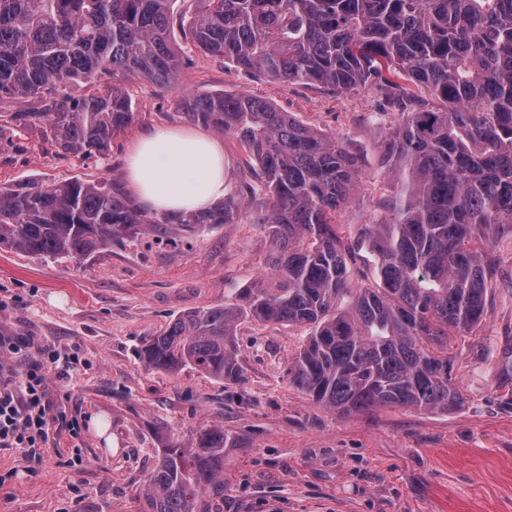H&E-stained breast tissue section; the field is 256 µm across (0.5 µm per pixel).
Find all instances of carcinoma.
I'll list each match as a JSON object with an SVG mask.
<instances>
[{
	"instance_id": "cac0c4a2",
	"label": "carcinoma",
	"mask_w": 512,
	"mask_h": 512,
	"mask_svg": "<svg viewBox=\"0 0 512 512\" xmlns=\"http://www.w3.org/2000/svg\"><path fill=\"white\" fill-rule=\"evenodd\" d=\"M177 0H0V131L39 127L57 153L104 160L135 117L133 77L169 88L181 66L169 31ZM185 40L269 81L356 92L369 81L400 122L387 159L401 179L390 216L346 239L336 224L357 158L248 93L184 99L185 117L247 147L273 240L269 274L238 302L194 309L138 350L144 365L191 366L237 382L239 318L310 326L290 382L327 409L446 411L449 333L490 304L487 251L512 233V0H196ZM428 92L425 100L419 92ZM27 108L10 109L14 101ZM229 196L198 214L153 216L114 182L25 179L0 186V247L53 260L91 257L117 239L169 238L227 224ZM374 284L358 286L362 251ZM512 390V346L495 356ZM187 454L159 450L142 512H224V429Z\"/></svg>"
}]
</instances>
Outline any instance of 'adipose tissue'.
Instances as JSON below:
<instances>
[{
    "label": "adipose tissue",
    "instance_id": "adipose-tissue-1",
    "mask_svg": "<svg viewBox=\"0 0 512 512\" xmlns=\"http://www.w3.org/2000/svg\"><path fill=\"white\" fill-rule=\"evenodd\" d=\"M125 176L130 192L153 212L202 211L226 191L224 147L197 129L159 127L128 147Z\"/></svg>",
    "mask_w": 512,
    "mask_h": 512
}]
</instances>
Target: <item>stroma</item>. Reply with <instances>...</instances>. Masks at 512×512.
<instances>
[{"mask_svg": "<svg viewBox=\"0 0 512 512\" xmlns=\"http://www.w3.org/2000/svg\"><path fill=\"white\" fill-rule=\"evenodd\" d=\"M183 64L174 87L134 78L133 125L106 161L61 156L38 129L0 132V184L27 178L123 183L124 149L159 126H183L182 100L247 92L336 140L360 161L339 211L343 234L382 218L399 185L382 147L399 121L373 86L339 94L248 74L187 44L173 29ZM234 223L172 243L126 237L80 260L54 261L0 249V336L25 341L0 363L25 370L43 347L78 348L70 374L48 372L50 397L68 426H52L41 462L0 449V512H140L159 449L195 446L199 431L224 430V512H512V409L500 402L493 360L470 351L512 339V234L490 255L494 293L482 324L448 341L462 404L449 412L377 407L340 414L314 404L288 379L307 341L299 325L240 318L233 338L242 378L217 380L195 368H146L145 340L195 308L235 303L269 272L273 249L257 223L263 195L250 194L257 167L238 138L222 136ZM84 464H69L73 453Z\"/></svg>", "mask_w": 512, "mask_h": 512, "instance_id": "stroma-1", "label": "stroma"}]
</instances>
